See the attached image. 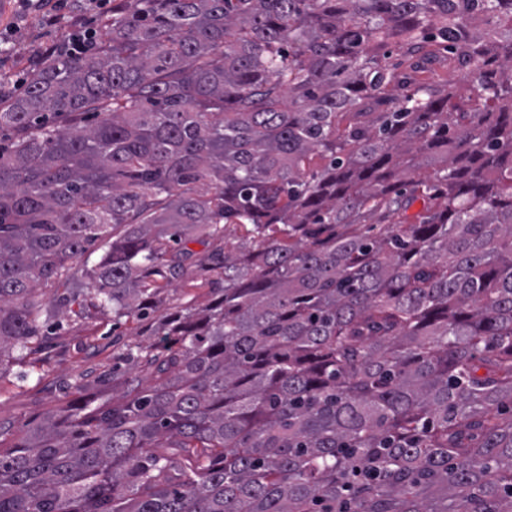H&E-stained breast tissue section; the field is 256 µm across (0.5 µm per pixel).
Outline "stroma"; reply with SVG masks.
I'll list each match as a JSON object with an SVG mask.
<instances>
[{"label": "stroma", "mask_w": 512, "mask_h": 512, "mask_svg": "<svg viewBox=\"0 0 512 512\" xmlns=\"http://www.w3.org/2000/svg\"><path fill=\"white\" fill-rule=\"evenodd\" d=\"M60 17L50 26L46 15ZM110 0H8L0 12V81L23 89L46 48L70 32L89 30L102 34V19L111 16ZM206 276L196 273L174 283L163 294L159 315H167L192 301L207 304ZM152 336H137L130 322L113 323L111 313L86 319L74 312L59 316V324L35 344L24 362L0 361V422L19 427L42 417L50 409L70 402V384L83 383L90 393L112 386L113 377L129 375L136 363L127 361V345L155 344Z\"/></svg>", "instance_id": "1"}]
</instances>
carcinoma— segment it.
<instances>
[{"label":"carcinoma","mask_w":512,"mask_h":512,"mask_svg":"<svg viewBox=\"0 0 512 512\" xmlns=\"http://www.w3.org/2000/svg\"><path fill=\"white\" fill-rule=\"evenodd\" d=\"M104 29L0 90V358L75 304L160 342L0 425V512H512V0H113ZM396 37L475 76L401 71ZM229 226L255 248L157 316L186 232Z\"/></svg>","instance_id":"cac0c4a2"}]
</instances>
